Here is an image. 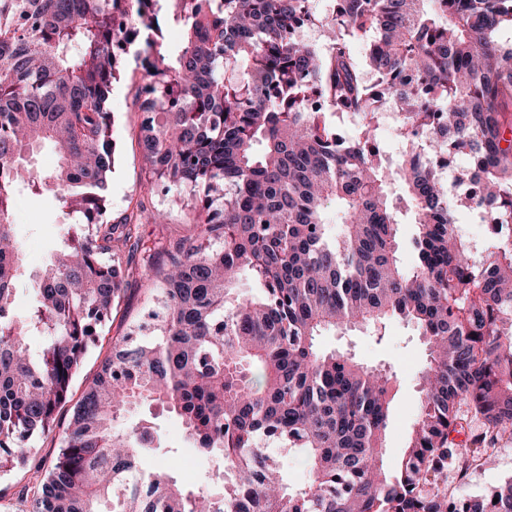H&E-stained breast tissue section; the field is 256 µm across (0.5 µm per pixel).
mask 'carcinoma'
<instances>
[{"mask_svg": "<svg viewBox=\"0 0 512 512\" xmlns=\"http://www.w3.org/2000/svg\"><path fill=\"white\" fill-rule=\"evenodd\" d=\"M334 2L320 17L312 0H0V455L27 465L24 444L70 412L58 454L35 466V512H512V477L462 498L446 481L512 444V240L478 252L455 230L459 212L512 221V0ZM171 23L184 33L175 54L162 42ZM300 25L330 31L327 48L299 42ZM369 33L363 64L351 38ZM144 34L149 190L188 195L197 232L141 244L134 269L133 226L165 214L140 202L106 219L109 101ZM389 101L409 144L395 161L374 134V104ZM325 103L357 114V134L331 125ZM45 145L56 166L35 173ZM459 153L469 165L449 183L438 164ZM46 192L82 222L35 274L36 304L21 316L14 205ZM402 224L415 225L409 267ZM134 271L154 306L112 338L75 401L72 380ZM244 273L260 292H241ZM393 318L417 327L427 363L419 416L389 469L396 372L317 339ZM32 336L47 337L38 356ZM143 403L175 414L197 453L223 462L214 491L163 467L140 499L138 454L154 427L116 422ZM268 439L304 456L307 484L288 483Z\"/></svg>", "mask_w": 512, "mask_h": 512, "instance_id": "1", "label": "carcinoma"}]
</instances>
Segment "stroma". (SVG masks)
Returning <instances> with one entry per match:
<instances>
[{
    "mask_svg": "<svg viewBox=\"0 0 512 512\" xmlns=\"http://www.w3.org/2000/svg\"><path fill=\"white\" fill-rule=\"evenodd\" d=\"M140 75L136 52H129L112 83L110 108L114 117V135L117 142L116 161L108 183L111 200V221H119L136 207L139 201H150L152 206L167 215L165 225H142V233H159L167 229L175 236L189 237L194 233L192 211L176 192L149 196L145 181L142 153L138 146L139 114L135 91ZM15 229L24 254L26 276L20 282L15 308L27 313L36 301L31 274L39 270L58 247L66 216L59 209L53 195H21L15 206ZM151 303L148 284L139 275H131L123 284L122 297L114 316L105 328L96 347L86 355L73 381L75 393H82L86 384L99 369L109 350L113 336L122 334L128 322L140 316ZM318 345L326 351L351 354L367 366L393 368L400 386L391 405L390 422L386 431L385 464L396 466L402 459L409 431L419 413L421 399L418 392L419 373L425 362V351L417 331L400 320L389 321L384 334L372 329L326 331L318 338ZM152 421L158 432L155 448L141 453L138 477L148 481L150 475L168 466L174 476L193 488L212 487L219 460L200 457L185 439L182 424L173 414L148 406H140L126 414L124 424L139 420ZM34 468L4 467L0 469V512H33L37 486ZM512 477V445L500 449L494 466L470 470L466 475L449 473L448 492L453 496H475L500 485Z\"/></svg>",
    "mask_w": 512,
    "mask_h": 512,
    "instance_id": "35a3bbf8",
    "label": "stroma"
}]
</instances>
